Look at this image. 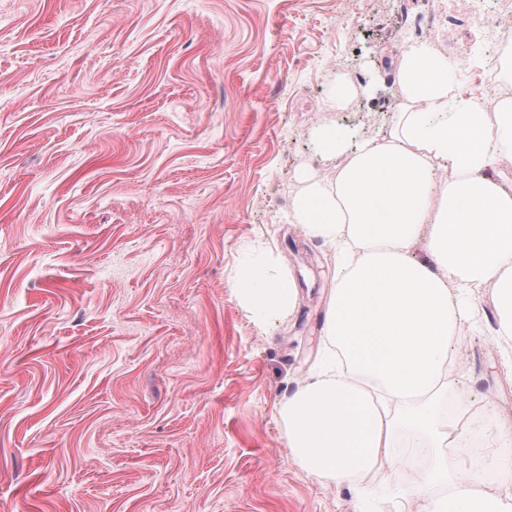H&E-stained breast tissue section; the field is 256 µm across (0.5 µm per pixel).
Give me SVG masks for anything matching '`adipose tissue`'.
Wrapping results in <instances>:
<instances>
[{"instance_id": "adipose-tissue-1", "label": "adipose tissue", "mask_w": 512, "mask_h": 512, "mask_svg": "<svg viewBox=\"0 0 512 512\" xmlns=\"http://www.w3.org/2000/svg\"><path fill=\"white\" fill-rule=\"evenodd\" d=\"M458 67L408 45L390 125L359 143L337 122L315 131L335 170L302 176L291 220L335 248V285L326 356L283 415L289 448L318 480L397 469L390 450L407 440L434 458L425 512H512V497L487 492L453 455L468 431L465 409L447 405L448 345L469 318L466 296L493 288L499 332L512 335V183L497 169L512 154V99L459 95ZM234 287L261 326L297 306L293 279L271 263L240 267Z\"/></svg>"}]
</instances>
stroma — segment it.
<instances>
[{
	"label": "stroma",
	"instance_id": "obj_1",
	"mask_svg": "<svg viewBox=\"0 0 512 512\" xmlns=\"http://www.w3.org/2000/svg\"><path fill=\"white\" fill-rule=\"evenodd\" d=\"M445 2L0 0V512H420L424 472L339 486L288 446L335 269L288 208L333 171L316 127L388 123L405 46L462 58V95L512 56L500 0ZM265 251L299 295L261 328L232 277ZM470 304L450 395L491 446L512 345ZM357 94L355 84L346 77H336V82L331 89L328 104L336 111H342Z\"/></svg>",
	"mask_w": 512,
	"mask_h": 512
}]
</instances>
